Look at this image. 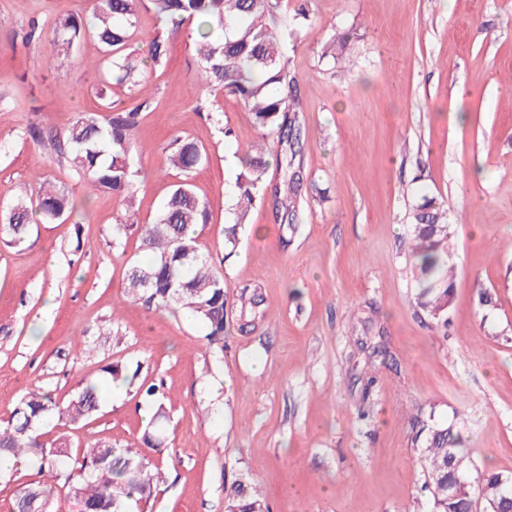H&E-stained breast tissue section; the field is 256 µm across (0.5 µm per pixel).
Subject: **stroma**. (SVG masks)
<instances>
[{
  "mask_svg": "<svg viewBox=\"0 0 512 512\" xmlns=\"http://www.w3.org/2000/svg\"><path fill=\"white\" fill-rule=\"evenodd\" d=\"M93 5L0 0V208L38 176L83 206L32 225L20 246L0 244V422L32 384L64 402L82 379L99 380L95 419L64 432L83 448H144L162 467L152 512H224L237 480L260 487L271 512H431L408 425L421 408L460 422L479 471L512 475V0H280L309 14L284 46L302 104L300 205L290 230L271 201L258 204L229 259L233 159L260 136L249 111L224 91L199 92L193 21L147 70L145 93L111 81L98 96L97 40L65 54L49 34L56 18H88ZM33 20L45 32L30 44ZM342 31L351 42L337 64L326 48ZM105 97L148 104L136 131L145 181L129 206L90 194L20 135L33 121L63 133ZM174 136L208 154L190 178L211 206L201 251L223 260L230 294L247 285L264 299L247 331L229 313L219 356L201 326L124 290L128 260L146 258L140 228L178 180L165 150ZM425 195L454 225L444 331L413 303L409 224ZM483 292L492 301L482 307ZM358 336L383 337L386 357L365 368ZM111 363L162 384L158 447L143 442L151 405L104 381Z\"/></svg>",
  "mask_w": 512,
  "mask_h": 512,
  "instance_id": "stroma-1",
  "label": "stroma"
}]
</instances>
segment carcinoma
<instances>
[{
    "label": "carcinoma",
    "instance_id": "1",
    "mask_svg": "<svg viewBox=\"0 0 512 512\" xmlns=\"http://www.w3.org/2000/svg\"><path fill=\"white\" fill-rule=\"evenodd\" d=\"M279 0H94L92 20L72 16L55 21L54 41L72 49L85 35L95 37L104 48V80L129 82L138 87L143 66H161L168 51V39L187 20H197L201 84L221 88L235 96L249 110L253 124L262 130V140L245 153L244 172L235 182L229 222L224 228V258L231 257L239 234L256 203L263 201L260 187L269 165L268 157L284 167L286 178L273 190L276 214L292 226L300 177L295 171L299 150L301 111L296 81L288 68L282 45L297 36L306 14L283 15L273 21ZM153 10L170 22L165 34L141 39V58L127 53V45L137 29L138 12ZM146 103L111 102L106 115L78 112L63 134L45 135L36 122L22 130V136L36 144H48L86 179L92 190L107 193L129 205L134 187L141 178L135 168L138 153L135 131ZM170 166L178 171L174 185L156 221L141 230V247L150 256L147 263L129 260L125 277L127 294L149 309H168L182 315L205 331L208 345L217 354L224 349L227 307L240 303V312L263 304L264 299L244 289L237 300L224 289V275L213 258L200 251L195 228L209 223L210 204L192 189L193 170L208 159L197 142L174 137L167 145ZM75 204L65 188L42 181L36 200L18 197L0 210V238L24 242L33 223L52 224L66 220ZM448 220L433 198H423L412 212L411 258L416 292L415 306L436 324L448 325V308L453 292L454 265L448 251ZM112 382L132 386L138 373L126 374L116 364L106 369ZM139 390L155 407L144 430V443L160 444L157 423L166 417V396L161 386L140 385ZM99 383H81L67 402H58L52 391L36 386L17 402L5 425L0 426V455L16 461L34 459L38 479L25 484L11 499L8 512H32L47 505L53 510V490L49 482L63 480L66 497L79 512H144L161 479V468L151 463L137 448H124L101 440L87 448H76L58 435L48 438L46 428L55 421L78 425L98 411ZM412 440L426 462L424 490L432 512H478L497 502L512 507V480L496 472L474 475L476 467L455 425H439L432 416L419 411L409 420ZM455 456L468 468L461 479L447 467ZM453 489H448V485ZM225 512H270L259 489L240 481L227 495Z\"/></svg>",
    "mask_w": 512,
    "mask_h": 512
}]
</instances>
